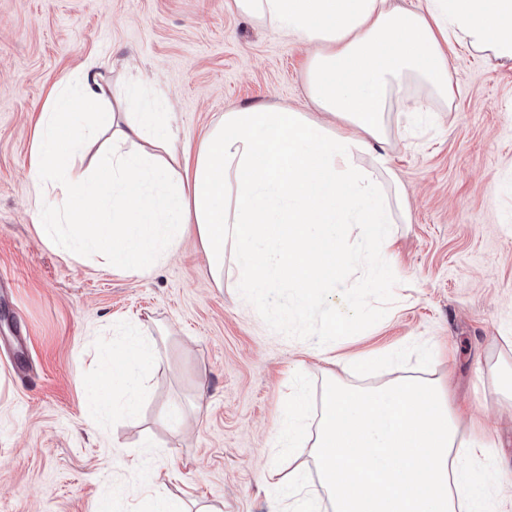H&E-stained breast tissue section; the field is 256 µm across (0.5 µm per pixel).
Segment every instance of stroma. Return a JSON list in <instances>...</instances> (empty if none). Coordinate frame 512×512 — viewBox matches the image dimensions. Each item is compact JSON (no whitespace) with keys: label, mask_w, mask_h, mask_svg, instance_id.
I'll return each mask as SVG.
<instances>
[{"label":"stroma","mask_w":512,"mask_h":512,"mask_svg":"<svg viewBox=\"0 0 512 512\" xmlns=\"http://www.w3.org/2000/svg\"><path fill=\"white\" fill-rule=\"evenodd\" d=\"M308 54L224 0H0V512H96L103 500L138 512L156 492L272 512L263 466L288 376L304 363L317 387L332 369L289 317L295 292L272 288L255 305L234 278L216 286L194 236L142 276L67 255L35 226L27 171L48 90L88 59L157 93L194 143L232 108H308ZM449 62L453 111L389 149L408 220L392 225L393 259L336 352L431 354L461 439H487L505 465L497 501L512 512V399L499 381L512 367V64L460 46ZM128 327L165 358L134 416L101 418L94 357ZM172 408L182 425L166 421ZM145 442L149 481L129 464Z\"/></svg>","instance_id":"1"}]
</instances>
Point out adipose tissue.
<instances>
[{
	"label": "adipose tissue",
	"instance_id": "ef3b65f1",
	"mask_svg": "<svg viewBox=\"0 0 512 512\" xmlns=\"http://www.w3.org/2000/svg\"><path fill=\"white\" fill-rule=\"evenodd\" d=\"M229 12L312 48L304 72L312 112L286 106L233 109L196 144H181L170 115L129 107L128 85L110 83L87 61L77 86L54 85L38 116L28 179L41 234L62 250L92 253L112 268L145 274L186 234L199 238L216 285L234 273L256 301L275 287L298 291L297 316L321 314L323 342L348 324L322 309L342 267L381 276L403 214L392 199L387 147L401 116L424 120L430 106L451 111L453 44L512 62V0H225ZM112 140L93 168L74 157ZM369 165H360L361 157ZM354 238L358 249L340 251ZM149 336L126 334L100 355L97 413L132 416L140 375L161 362ZM311 445L319 487L294 450ZM483 440L461 442L459 422L438 379L416 375L373 387L324 381L312 398L288 380L278 419L280 463L265 481L280 491L275 512H482L496 469H475Z\"/></svg>",
	"mask_w": 512,
	"mask_h": 512
}]
</instances>
